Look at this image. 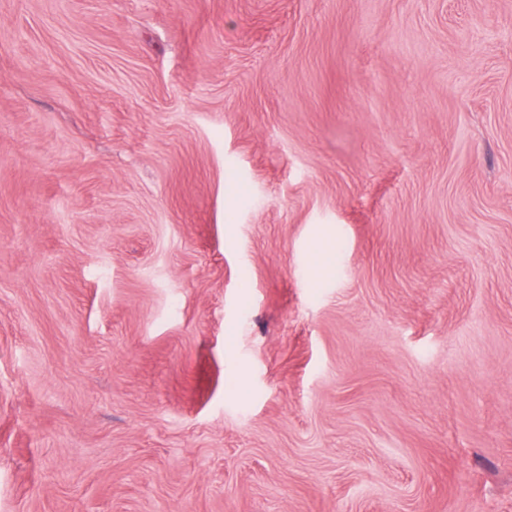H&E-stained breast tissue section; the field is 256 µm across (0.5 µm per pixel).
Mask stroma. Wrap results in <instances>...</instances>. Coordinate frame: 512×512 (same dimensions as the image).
Segmentation results:
<instances>
[{
  "label": "stroma",
  "mask_w": 512,
  "mask_h": 512,
  "mask_svg": "<svg viewBox=\"0 0 512 512\" xmlns=\"http://www.w3.org/2000/svg\"><path fill=\"white\" fill-rule=\"evenodd\" d=\"M0 512H512V0H0Z\"/></svg>",
  "instance_id": "obj_1"
}]
</instances>
